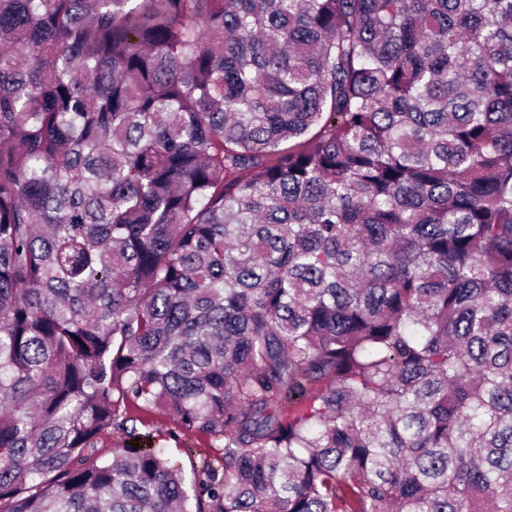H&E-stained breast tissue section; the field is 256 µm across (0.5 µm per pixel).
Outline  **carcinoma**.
<instances>
[{"mask_svg":"<svg viewBox=\"0 0 512 512\" xmlns=\"http://www.w3.org/2000/svg\"><path fill=\"white\" fill-rule=\"evenodd\" d=\"M0 512H512V0H0ZM130 416L135 420L133 425L136 427V433L140 436L139 442L144 440L142 443L148 446H151L150 444H153V441L156 444L160 442L166 448H170L172 453H178L173 436L180 434V427L171 417L159 409H142L138 406L131 407ZM148 434L151 437H146Z\"/></svg>","mask_w":512,"mask_h":512,"instance_id":"cac0c4a2","label":"carcinoma"}]
</instances>
